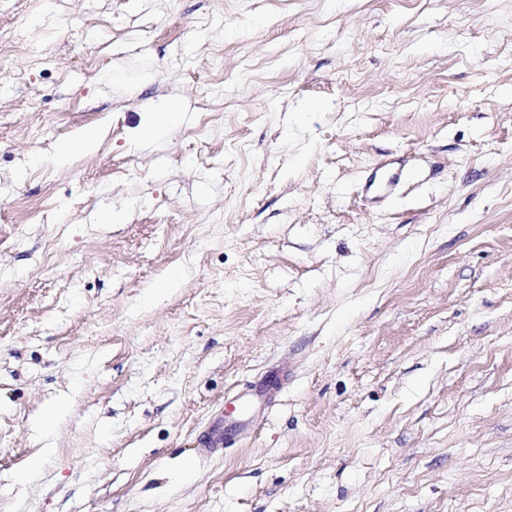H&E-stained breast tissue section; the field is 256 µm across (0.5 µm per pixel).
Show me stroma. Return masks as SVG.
<instances>
[{
	"instance_id": "35a3bbf8",
	"label": "stroma",
	"mask_w": 512,
	"mask_h": 512,
	"mask_svg": "<svg viewBox=\"0 0 512 512\" xmlns=\"http://www.w3.org/2000/svg\"><path fill=\"white\" fill-rule=\"evenodd\" d=\"M0 36V512H512V0H0ZM386 160L420 176L370 202Z\"/></svg>"
}]
</instances>
